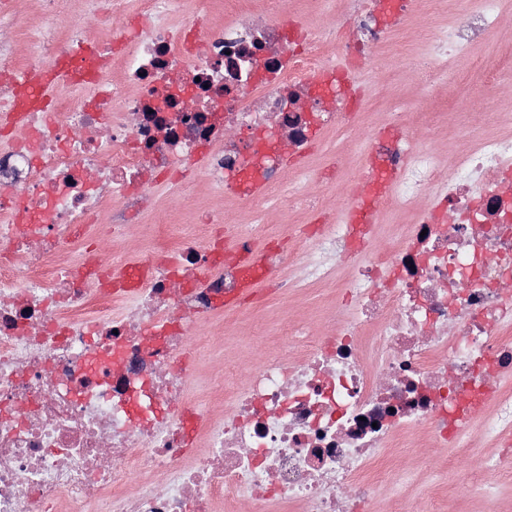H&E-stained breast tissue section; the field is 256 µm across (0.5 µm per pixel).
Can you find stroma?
<instances>
[{
    "label": "stroma",
    "mask_w": 512,
    "mask_h": 512,
    "mask_svg": "<svg viewBox=\"0 0 512 512\" xmlns=\"http://www.w3.org/2000/svg\"><path fill=\"white\" fill-rule=\"evenodd\" d=\"M465 6L464 0H431L425 14L407 31L399 35L390 54L378 61V85L369 96L366 123L374 125L382 113L399 110L423 113L437 119L447 111L448 101L455 97L461 78L460 69L442 70L436 82L427 88L417 84L413 76L415 65L425 59L432 34L447 25L448 21ZM481 104L475 109L460 112L455 127L449 128L438 140L437 147L444 155L453 154L462 137L496 132L512 133V73L503 75L498 84L483 83L472 78ZM172 189L160 185L156 197L149 204L144 216L145 224L164 220L171 240L191 234L198 222L200 211L212 205L213 199L199 194L184 205H171ZM328 303L327 292L314 289L302 297H282L267 302L261 315L266 334H256L252 320H244L235 335L227 336L217 326L208 325L196 339L198 373L189 390L196 403L220 413L223 403L214 401L212 391L224 379L225 364L256 360L258 354H269L279 347L276 334L278 324L286 319H296L321 325L322 313ZM445 448H423L412 445L398 449L396 468L383 482L381 494L385 497L407 498L418 512H512V481L500 485L495 502H487L482 489L474 488L460 493L459 479L468 465L467 458H460L456 468H448ZM441 488V499L430 496L432 488Z\"/></svg>",
    "instance_id": "1"
}]
</instances>
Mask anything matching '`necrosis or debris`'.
Returning <instances> with one entry per match:
<instances>
[{
  "label": "necrosis or debris",
  "mask_w": 512,
  "mask_h": 512,
  "mask_svg": "<svg viewBox=\"0 0 512 512\" xmlns=\"http://www.w3.org/2000/svg\"><path fill=\"white\" fill-rule=\"evenodd\" d=\"M423 2L336 0L325 27L222 0L209 28L138 0L133 35L115 0L77 18L45 0L40 49L0 40V114L23 117L0 122V512H371L394 449L472 429L493 450L463 485L512 467V135L465 141L446 170L432 144L453 114L389 112L356 172L301 164L325 131L361 127L353 89ZM502 9L473 0L438 31L421 82L461 55L488 84L511 70L512 54H469ZM32 69L80 101L16 83ZM163 181L218 187L250 231L226 242L222 208L176 242L154 225L135 281L113 282L97 244L141 223ZM313 184L337 187L335 224L271 246L268 211L302 209ZM390 201L409 221L384 242ZM247 255L264 295L329 289L333 328L285 323L281 353L226 366L215 417L188 397L194 338L260 313L225 306Z\"/></svg>",
  "instance_id": "necrosis-or-debris-1"
}]
</instances>
